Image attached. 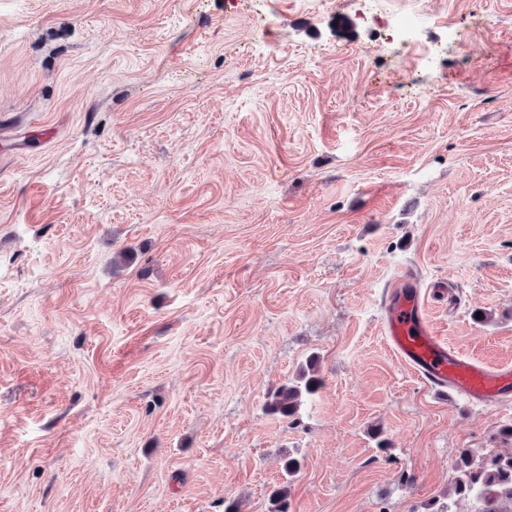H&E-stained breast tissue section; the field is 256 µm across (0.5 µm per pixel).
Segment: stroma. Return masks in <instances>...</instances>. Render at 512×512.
Wrapping results in <instances>:
<instances>
[{"mask_svg": "<svg viewBox=\"0 0 512 512\" xmlns=\"http://www.w3.org/2000/svg\"><path fill=\"white\" fill-rule=\"evenodd\" d=\"M379 2L403 42L362 0H0V512H477L452 462L512 451V399L381 321L417 269L512 366V0ZM418 285V273L408 269L387 294V315L382 327L393 355L428 383L473 402L510 398L512 368L487 366L450 346L435 330ZM321 385L318 360L310 356L300 366L295 380L287 381L268 392L265 409L270 414L295 422L299 419L301 407L316 395Z\"/></svg>", "mask_w": 512, "mask_h": 512, "instance_id": "35a3bbf8", "label": "stroma"}]
</instances>
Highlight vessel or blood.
Returning a JSON list of instances; mask_svg holds the SVG:
<instances>
[{
	"mask_svg": "<svg viewBox=\"0 0 512 512\" xmlns=\"http://www.w3.org/2000/svg\"><path fill=\"white\" fill-rule=\"evenodd\" d=\"M393 355L428 383L466 396L476 403L512 397V368L490 367L450 346L435 330L419 289V276L407 270L387 294L383 322Z\"/></svg>",
	"mask_w": 512,
	"mask_h": 512,
	"instance_id": "1",
	"label": "vessel or blood"
}]
</instances>
